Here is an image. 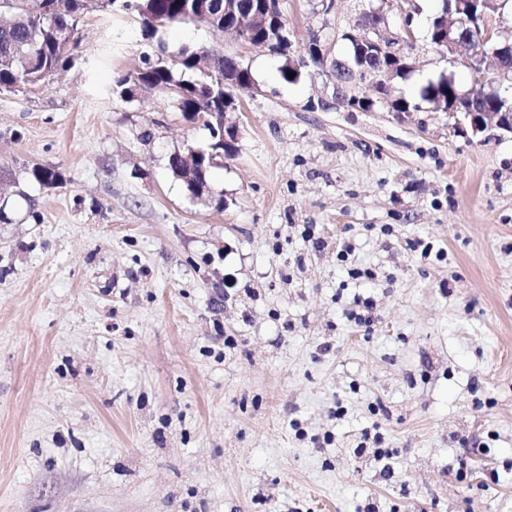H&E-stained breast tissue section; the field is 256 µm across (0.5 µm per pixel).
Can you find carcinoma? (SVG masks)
Returning <instances> with one entry per match:
<instances>
[{"label": "carcinoma", "mask_w": 512, "mask_h": 512, "mask_svg": "<svg viewBox=\"0 0 512 512\" xmlns=\"http://www.w3.org/2000/svg\"><path fill=\"white\" fill-rule=\"evenodd\" d=\"M92 8L116 10L138 18L144 40L152 41L159 29L174 24L205 22L219 31L232 28L224 25L223 0H208V9L197 6V0H4L0 13L9 20L0 24V93L16 92L26 86L45 83L70 67L78 47V23L81 15ZM454 40L470 39L474 51H482L473 28L458 26L451 30ZM206 58L213 75L206 77L199 67ZM392 68V79L407 74L403 63L388 57L372 58L359 55L358 46L351 45L350 61H335L337 78L347 85L355 80L365 81L364 66ZM235 78L231 89L253 84L251 71L234 55L220 49L181 44L168 51L143 55V65L136 75L119 74L113 79L112 95L125 101L133 98V88L156 90L167 95L190 122L211 129L212 113L224 111V98L232 94L224 89V74ZM464 95L478 112L497 108L512 112V96L493 95L485 87L463 91L455 80L440 76L419 91L421 102L435 112L448 109L450 101ZM31 178L43 187H53L61 181L58 171L35 165Z\"/></svg>", "instance_id": "obj_1"}]
</instances>
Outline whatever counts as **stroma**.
I'll return each instance as SVG.
<instances>
[{"label":"stroma","mask_w":512,"mask_h":512,"mask_svg":"<svg viewBox=\"0 0 512 512\" xmlns=\"http://www.w3.org/2000/svg\"><path fill=\"white\" fill-rule=\"evenodd\" d=\"M379 4L280 0L286 59L202 23L157 33L253 74L221 211L168 169L208 131L109 92L142 64L137 18L89 10L68 71L0 94V512H512V134L350 104L368 83L337 98L344 35ZM438 6L387 8L383 36L405 8L416 36L390 100L503 81L494 54L476 73L431 48ZM366 298L368 327L346 317ZM366 432L390 458L354 455Z\"/></svg>","instance_id":"35a3bbf8"}]
</instances>
